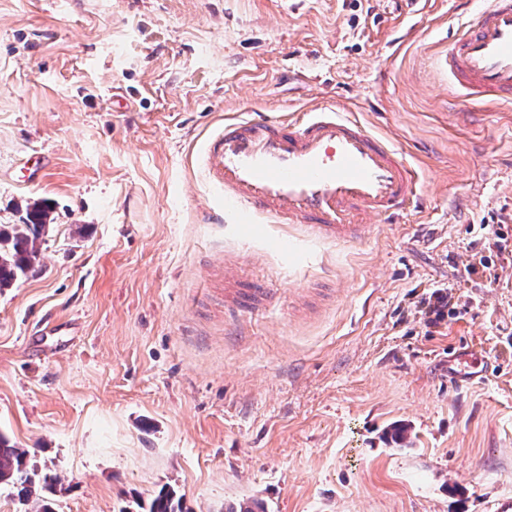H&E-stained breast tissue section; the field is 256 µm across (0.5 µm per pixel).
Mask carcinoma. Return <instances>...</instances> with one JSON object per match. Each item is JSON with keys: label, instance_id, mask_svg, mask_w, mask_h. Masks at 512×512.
Here are the masks:
<instances>
[{"label": "carcinoma", "instance_id": "obj_1", "mask_svg": "<svg viewBox=\"0 0 512 512\" xmlns=\"http://www.w3.org/2000/svg\"><path fill=\"white\" fill-rule=\"evenodd\" d=\"M51 221L50 208L34 207L21 224L0 225V288H7L19 278L35 274L40 259L37 242ZM29 451L18 448L0 434V486L13 490L22 503L30 500L36 484L53 492L61 484L57 475H38L28 469ZM145 512H183L180 499L169 487L161 488Z\"/></svg>", "mask_w": 512, "mask_h": 512}]
</instances>
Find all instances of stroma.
Instances as JSON below:
<instances>
[{
    "label": "stroma",
    "instance_id": "obj_1",
    "mask_svg": "<svg viewBox=\"0 0 512 512\" xmlns=\"http://www.w3.org/2000/svg\"><path fill=\"white\" fill-rule=\"evenodd\" d=\"M483 0H0V224L46 202L0 290V433L57 493L0 512H500L512 500V105L434 64ZM334 98L418 201L363 240L245 238L201 148L228 115ZM492 266L484 272L473 256ZM279 300L232 335L220 262ZM448 295L435 321L426 301ZM486 346L459 388L448 359ZM395 422L407 439L386 441ZM145 512H183L182 504L176 493L169 487L161 488L149 503Z\"/></svg>",
    "mask_w": 512,
    "mask_h": 512
}]
</instances>
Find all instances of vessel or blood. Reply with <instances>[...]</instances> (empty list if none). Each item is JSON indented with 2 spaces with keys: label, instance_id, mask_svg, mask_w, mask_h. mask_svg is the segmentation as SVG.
Listing matches in <instances>:
<instances>
[{
  "label": "vessel or blood",
  "instance_id": "1",
  "mask_svg": "<svg viewBox=\"0 0 512 512\" xmlns=\"http://www.w3.org/2000/svg\"><path fill=\"white\" fill-rule=\"evenodd\" d=\"M448 82L480 99L512 100V0H486L437 60ZM202 159L210 185L224 196V214L244 233L286 224L327 242L363 239L373 217H395L417 197L416 171L352 114L328 101L302 116L264 114L225 120L206 140ZM271 288L238 280L224 265V312L270 307ZM473 348L448 361L460 385L482 377Z\"/></svg>",
  "mask_w": 512,
  "mask_h": 512
}]
</instances>
